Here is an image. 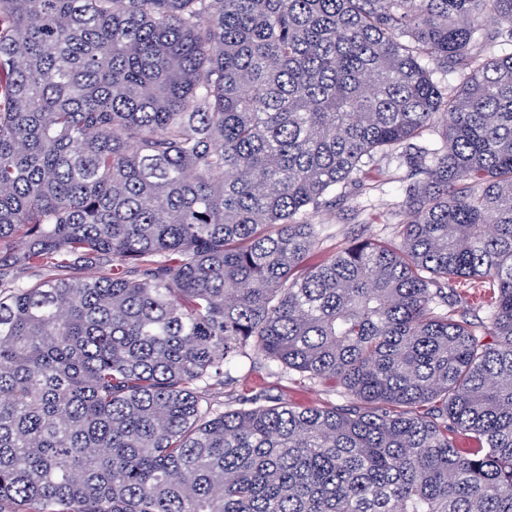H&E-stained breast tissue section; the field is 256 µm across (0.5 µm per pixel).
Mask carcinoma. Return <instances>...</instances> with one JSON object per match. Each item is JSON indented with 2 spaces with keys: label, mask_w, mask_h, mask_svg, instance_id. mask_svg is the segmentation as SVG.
Here are the masks:
<instances>
[{
  "label": "carcinoma",
  "mask_w": 512,
  "mask_h": 512,
  "mask_svg": "<svg viewBox=\"0 0 512 512\" xmlns=\"http://www.w3.org/2000/svg\"><path fill=\"white\" fill-rule=\"evenodd\" d=\"M508 45L512 0H0V512H512ZM393 154L400 241L312 261ZM253 354L347 404L219 409Z\"/></svg>",
  "instance_id": "carcinoma-1"
}]
</instances>
